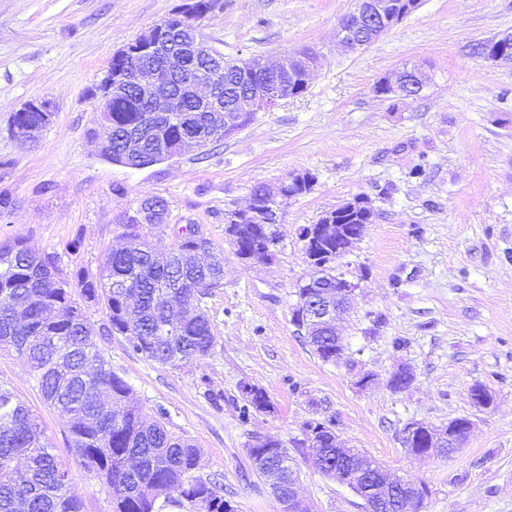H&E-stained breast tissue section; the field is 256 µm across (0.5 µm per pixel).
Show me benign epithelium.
Masks as SVG:
<instances>
[{"instance_id":"7a95c632","label":"benign epithelium","mask_w":512,"mask_h":512,"mask_svg":"<svg viewBox=\"0 0 512 512\" xmlns=\"http://www.w3.org/2000/svg\"><path fill=\"white\" fill-rule=\"evenodd\" d=\"M418 6L419 0H357L355 11L340 20L336 28V40L347 52L361 50L398 25ZM164 32L165 24L156 23L124 46L120 53L129 58V64L114 75L107 74L92 93L94 111L97 112L99 125L104 131L98 150H104L112 142V125L106 119L109 112L107 101L110 100L112 92H135L148 104L147 118L150 123L184 110L182 98L163 88L162 77L180 74L187 67L190 54L215 67L213 71L201 67L187 81L189 94L200 102V111L209 113V116L202 128L186 129L181 140L168 148L169 159L186 150L205 147L218 138L229 137L239 131L241 125L252 119L256 113L272 111L279 102L293 97L295 88L308 87L310 68L317 61L316 54L310 50L290 54L275 63L260 56L240 60L235 63L236 71L244 76H252L254 81L231 105L226 106L216 88L224 61L204 38L200 27L193 22H184L176 28L175 42L170 44L163 57L162 73L149 74L143 69L138 57L144 52L153 53L165 40ZM511 45L512 33L503 34L487 44L483 59L494 63L511 62ZM410 73L415 76L418 87H424L426 72L418 68L403 67L392 75L381 78L375 90L380 95L399 96L404 92L407 75ZM303 183L311 186L314 180L305 173H292L281 183L277 192L273 193L268 189L264 191L265 202L259 203L252 197L246 207L225 211V222L232 223L237 216L244 214L252 217L257 224H279L282 215L277 198L285 195L290 198L297 196L296 192L287 190V187ZM132 214L142 224L169 222V211L155 204V200L149 196L141 198L136 206L122 214L118 223H124ZM334 216L335 211L332 210L321 217L322 223L309 225L303 232V240L309 241L319 234L336 232V258L340 259L360 239L361 231L370 222L372 213L366 212L363 223L349 226L333 225ZM330 267L333 275L327 278V285L320 286L316 281L305 283V286L313 289V293L307 295L306 303L299 308L298 314L292 316L294 325L301 332L311 328H337V317L349 311L353 305L359 285L348 280L335 264H330ZM473 426L474 423L469 417L453 419L441 427L424 422H409L402 429V442L406 444L414 437L422 435L426 448L421 455L443 457L445 449L462 446ZM290 472L288 500L281 502L282 512H311L310 505L297 495L296 469L292 468ZM379 479L388 488L399 487L406 490L402 500V512H421L427 498L424 485L394 477L383 469L379 470Z\"/></svg>"}]
</instances>
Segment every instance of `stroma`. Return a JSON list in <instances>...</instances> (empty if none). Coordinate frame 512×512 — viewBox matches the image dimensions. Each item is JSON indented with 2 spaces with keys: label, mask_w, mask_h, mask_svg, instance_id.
<instances>
[{
  "label": "stroma",
  "mask_w": 512,
  "mask_h": 512,
  "mask_svg": "<svg viewBox=\"0 0 512 512\" xmlns=\"http://www.w3.org/2000/svg\"><path fill=\"white\" fill-rule=\"evenodd\" d=\"M181 2L0 0V188L15 199L0 213V240L24 238L57 255L65 272H94L123 243L120 214L151 192L168 201L173 223L200 225L223 251L224 285L205 300L216 336L209 356L173 369L135 353L125 337L97 343L134 402L164 411L168 429L201 449L198 476L219 480L238 512H281L247 455L256 434L289 447L298 494L315 512H366L295 448L312 418L334 419L342 447L425 484L424 512H512V63L480 54L512 32V0H420L356 54L335 41L356 0H219L202 26L209 43L228 60L313 49L320 64L307 90L219 146L139 169L109 162L89 136L88 91L116 51ZM414 65L429 75L418 98L376 95L380 78ZM34 98L48 100L55 118L24 147L11 116ZM415 168L421 177H411ZM305 171L315 184L283 200L274 257L240 260L224 234L225 210L245 206L255 185L275 189ZM358 195L374 218L340 261L359 284L357 304L340 323L344 359L325 363L291 320L296 288L312 273L296 231ZM403 365L415 380L392 390ZM365 371L375 381L362 389ZM204 376L223 400L204 396ZM245 382L265 389L274 413L241 418ZM477 384L490 407L472 400ZM0 387L38 416L83 512H112L108 490L75 458L16 353H0ZM460 416L474 427L451 456L403 447L407 423Z\"/></svg>",
  "instance_id": "stroma-1"
}]
</instances>
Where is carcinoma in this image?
<instances>
[{"mask_svg":"<svg viewBox=\"0 0 512 512\" xmlns=\"http://www.w3.org/2000/svg\"><path fill=\"white\" fill-rule=\"evenodd\" d=\"M244 86L235 67L224 63V94ZM112 146L101 156L125 164L128 129L137 128L146 104L133 94L111 100ZM206 113L173 115L154 132L146 131L139 149L143 164L165 160L154 147L164 139L174 143L186 127L205 120ZM17 126L48 124L44 112H16ZM124 246L109 250L97 273L78 269L70 274L56 256L40 252L22 238L0 241V351H13L33 373L44 402L61 418L69 445L80 464L94 473L112 493L113 512H155L162 489L176 494L164 505L192 512H224V490L194 476L201 449L175 435L163 412L152 416L131 403V388L112 371L96 343L90 307L101 309L108 321L102 332L128 339L134 352L159 364L180 368L208 356L216 338L204 298L224 286V253L206 242L211 259L198 256L192 239L155 247L149 236L166 232V224H124ZM228 243L238 257L266 248L272 233L265 224H232ZM307 343L325 363L342 359L336 333H318ZM247 420L270 413L274 406L262 387L241 386ZM331 419L312 418L303 430L319 431L322 457L314 467L334 478H348L365 491L375 484L361 482L358 468L336 453ZM257 474L288 491V472L281 467L279 443L248 449ZM69 470L43 439L38 417L10 390L0 387V512H82L69 492ZM380 512H398L401 490L377 497Z\"/></svg>","mask_w":512,"mask_h":512,"instance_id":"1","label":"carcinoma"}]
</instances>
